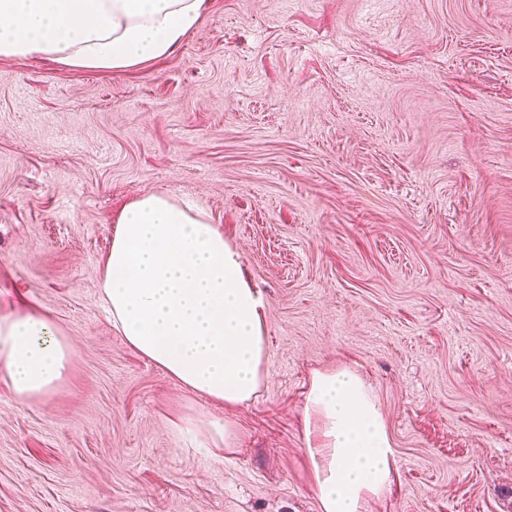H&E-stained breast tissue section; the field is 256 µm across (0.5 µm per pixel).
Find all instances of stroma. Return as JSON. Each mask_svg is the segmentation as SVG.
Instances as JSON below:
<instances>
[{
    "label": "stroma",
    "instance_id": "stroma-1",
    "mask_svg": "<svg viewBox=\"0 0 512 512\" xmlns=\"http://www.w3.org/2000/svg\"><path fill=\"white\" fill-rule=\"evenodd\" d=\"M200 201L266 300L257 397L208 403L134 352L97 288L116 218ZM0 294L74 348L0 391V512H319L314 372L394 442L368 512H512V0H209L129 72L0 60ZM233 419L213 455L205 424Z\"/></svg>",
    "mask_w": 512,
    "mask_h": 512
}]
</instances>
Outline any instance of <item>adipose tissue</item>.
<instances>
[{
  "label": "adipose tissue",
  "instance_id": "1",
  "mask_svg": "<svg viewBox=\"0 0 512 512\" xmlns=\"http://www.w3.org/2000/svg\"><path fill=\"white\" fill-rule=\"evenodd\" d=\"M206 8L207 0H0V59L133 70L171 54ZM116 224L98 288L127 344L213 402L235 407L256 397L266 364L265 297L202 204L151 193L130 202ZM72 356L47 313L0 310V383L16 400L53 392ZM304 430L320 512H367L389 490L393 443L358 374H313Z\"/></svg>",
  "mask_w": 512,
  "mask_h": 512
}]
</instances>
